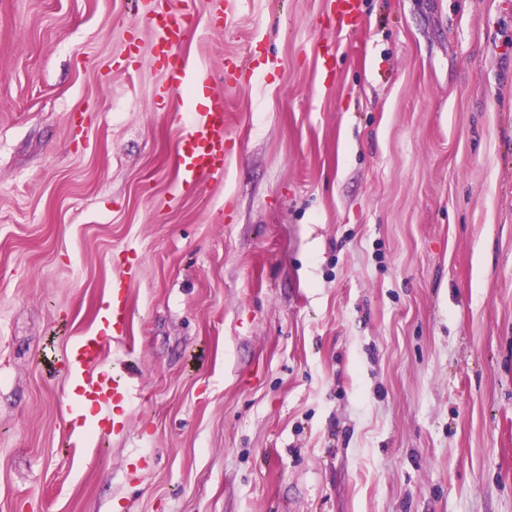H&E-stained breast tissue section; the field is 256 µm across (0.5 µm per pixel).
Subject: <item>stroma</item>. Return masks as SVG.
Wrapping results in <instances>:
<instances>
[{"mask_svg": "<svg viewBox=\"0 0 512 512\" xmlns=\"http://www.w3.org/2000/svg\"><path fill=\"white\" fill-rule=\"evenodd\" d=\"M196 2L182 189L155 0H0V512H512V0ZM168 84L191 86L200 103L184 119L186 131L181 140L180 183L190 185L202 177H224V102L211 95L207 76L202 70L191 69L185 62L168 65ZM127 323V288L115 281L112 283V302L99 315L96 329L80 336L65 353L64 363L73 384L70 410L75 417L88 408L102 416L99 421L107 420L112 401L127 395V390L112 379L105 366H101L96 374L87 373L90 366L99 362L103 341L122 333Z\"/></svg>", "mask_w": 512, "mask_h": 512, "instance_id": "35a3bbf8", "label": "stroma"}]
</instances>
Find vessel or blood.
<instances>
[{
    "mask_svg": "<svg viewBox=\"0 0 512 512\" xmlns=\"http://www.w3.org/2000/svg\"><path fill=\"white\" fill-rule=\"evenodd\" d=\"M157 41L164 47L178 45L186 35L187 20L157 7L148 20ZM168 83L192 87L199 101L194 112L184 119L186 131L181 140L180 182L197 183L202 177L224 175V130L226 115L221 99L212 97L204 71L189 68L185 62L167 67ZM128 323L127 289L121 282L112 284V302L98 318L93 332L80 336L66 351L64 363L73 384L70 409L80 415L83 409L107 416L114 400L126 391L116 383L110 371L98 364L102 344L112 335L122 333Z\"/></svg>",
    "mask_w": 512,
    "mask_h": 512,
    "instance_id": "b4317fda",
    "label": "vessel or blood"
}]
</instances>
